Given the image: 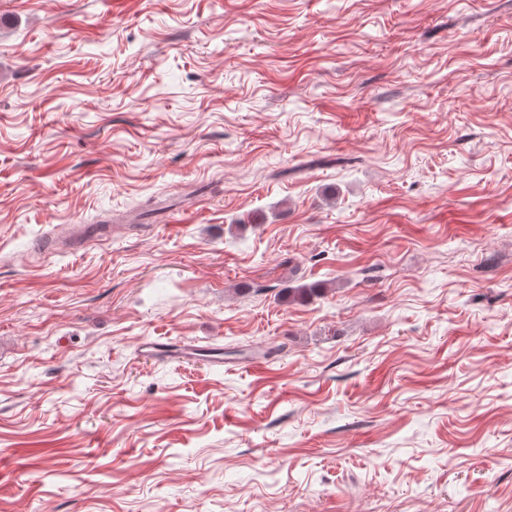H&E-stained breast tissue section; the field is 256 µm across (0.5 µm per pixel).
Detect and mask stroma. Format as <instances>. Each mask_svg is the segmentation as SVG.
I'll return each instance as SVG.
<instances>
[{
	"label": "stroma",
	"mask_w": 512,
	"mask_h": 512,
	"mask_svg": "<svg viewBox=\"0 0 512 512\" xmlns=\"http://www.w3.org/2000/svg\"><path fill=\"white\" fill-rule=\"evenodd\" d=\"M0 512H512V0H0ZM331 290L325 281H314L298 286L287 285L279 293V301L285 305L303 304L314 298H322Z\"/></svg>",
	"instance_id": "1"
}]
</instances>
